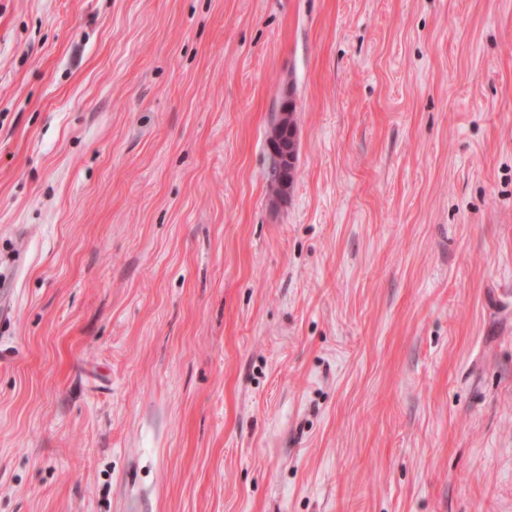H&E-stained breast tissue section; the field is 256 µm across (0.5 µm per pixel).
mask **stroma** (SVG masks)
Segmentation results:
<instances>
[{
  "label": "stroma",
  "mask_w": 512,
  "mask_h": 512,
  "mask_svg": "<svg viewBox=\"0 0 512 512\" xmlns=\"http://www.w3.org/2000/svg\"><path fill=\"white\" fill-rule=\"evenodd\" d=\"M11 267L0 512H512V0H0ZM279 121H278V130L273 134V137L270 141H268V145L270 151L272 153H276L279 159H284L290 165L283 169V177L281 181L280 172L278 165L272 159V166L270 172V189L272 192L275 190L279 192L278 185L281 182V194L278 198H284L287 195L288 187L291 185L294 174H293V165L295 162L296 155V122L294 119L295 128L292 125V116L291 113L295 112V107L292 103L291 110L288 112V107L285 106L284 103L280 104V108L278 111ZM286 132V138H282L281 133Z\"/></svg>",
  "instance_id": "stroma-1"
}]
</instances>
